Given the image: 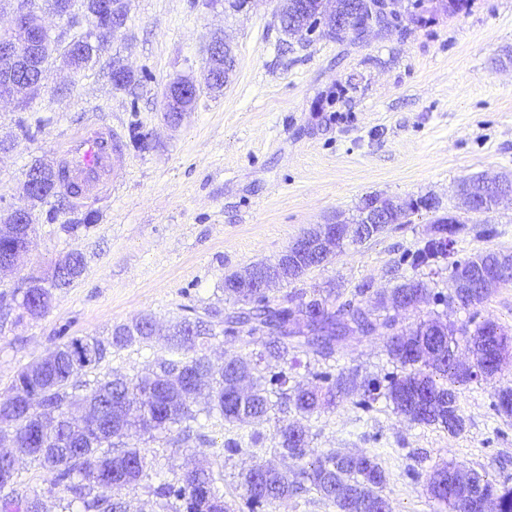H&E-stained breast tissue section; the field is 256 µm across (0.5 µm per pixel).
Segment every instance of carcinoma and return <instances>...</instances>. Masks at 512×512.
Segmentation results:
<instances>
[{
  "label": "carcinoma",
  "mask_w": 512,
  "mask_h": 512,
  "mask_svg": "<svg viewBox=\"0 0 512 512\" xmlns=\"http://www.w3.org/2000/svg\"><path fill=\"white\" fill-rule=\"evenodd\" d=\"M361 2L336 0V6L342 16L354 17L360 24ZM307 4L306 12L294 18V27L281 28L285 35L295 36L316 25L317 0H307ZM100 52L101 46L92 41L91 33H86L73 52L75 70L85 69ZM64 177L61 166L53 174L44 172L39 202L57 197ZM462 229L463 223L455 216L437 219L433 237L412 253L407 263L418 269L447 257L448 238ZM28 245L13 218L0 217V253H23ZM83 266L81 254H67L55 268L51 287H45L37 277L30 278L33 286L21 290V305L49 309L52 289L70 286ZM421 291L426 292V300L448 306V294L431 291L419 278H409L389 296L373 301L374 310L387 312L375 321L388 329L387 354L399 371L362 382L343 372L336 375L327 367L315 373V387L290 389L288 371L283 367L263 371L258 362L241 356L215 369L205 354L216 337H223L226 343L248 337L262 343L267 357L283 365L294 352L332 359L340 340L336 326L345 320H359L364 312L361 303L353 300L336 303L332 289L325 295L312 296L294 291L276 300L267 292L257 295L245 288H226L224 295L233 308L224 314L222 325L197 314L184 316L166 336L174 359L133 378L116 375L101 380L78 400L68 392L75 372L98 366L112 348L150 343L155 320L143 314L117 325L106 341L94 336L62 335L41 360L20 370L11 392L0 397V441L5 432L14 431L17 450L51 473L47 494L65 502L67 512H131L129 495L146 480L149 484L145 489L159 512H229L221 478L210 468L201 464L191 469L158 471L145 449L135 445L116 448L112 438L164 432L183 424L203 440V430L214 419L232 427L259 425L275 407L289 404L300 418L277 429L274 452L295 465L278 470L255 463L241 475L242 507L247 512H274L280 503L300 493H314L336 512H378L389 500L385 495L386 475L376 458L310 447L309 428L304 421L343 401L368 411L382 395L407 421L438 425L457 434L463 429V420L458 414L455 387L482 381L478 374L452 362L459 340L470 344L473 359L482 369L498 366L500 346L512 341L495 321H476L477 306L484 300L476 294L466 296L468 318L458 327L437 315L408 329H397L398 314L390 315L388 311ZM301 320L318 326L327 335H301L295 329ZM239 378L250 381L249 389L242 393L236 391ZM75 405H84L93 412L97 430L90 429L86 421L75 422ZM454 467L456 464L450 462L435 469L427 491L448 512H462L466 489L449 482L448 473ZM4 470L13 475L8 483L0 481V512H20L4 508L13 500L26 502L27 512H47L43 495L23 489L16 466L0 455V472Z\"/></svg>",
  "instance_id": "carcinoma-1"
}]
</instances>
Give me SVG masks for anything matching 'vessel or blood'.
Listing matches in <instances>:
<instances>
[{"label": "vessel or blood", "instance_id": "vessel-or-blood-1", "mask_svg": "<svg viewBox=\"0 0 512 512\" xmlns=\"http://www.w3.org/2000/svg\"><path fill=\"white\" fill-rule=\"evenodd\" d=\"M118 142L111 126L104 123L77 130L64 153L68 183L82 194L111 190L121 157Z\"/></svg>", "mask_w": 512, "mask_h": 512}]
</instances>
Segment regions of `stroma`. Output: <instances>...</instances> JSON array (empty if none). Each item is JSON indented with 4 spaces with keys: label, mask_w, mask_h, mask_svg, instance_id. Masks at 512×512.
I'll return each mask as SVG.
<instances>
[{
    "label": "stroma",
    "mask_w": 512,
    "mask_h": 512,
    "mask_svg": "<svg viewBox=\"0 0 512 512\" xmlns=\"http://www.w3.org/2000/svg\"><path fill=\"white\" fill-rule=\"evenodd\" d=\"M126 0L127 21L104 34L103 51L80 78L62 62L45 71L28 105L0 100V215L22 198L34 159L59 163V146L81 125L98 121L126 135L138 123L152 148H125L111 191L62 207L47 223L36 207L27 251L0 273V395L17 371L70 336L110 337L114 326L152 314L159 335L147 345L112 350L77 386L113 373L135 376L171 356L164 339L186 307L218 322L232 306L224 275L256 262H275L316 224L352 220L361 200L430 196L438 211L419 210L362 244L347 245L292 288L335 289L341 299L368 285L370 297L390 293L417 275L447 291L446 260L412 269L407 255L424 246L438 216L459 217L458 256L512 253V201L481 215L465 211L460 180L512 173V0H469L450 15L438 0H403L415 23L339 42L316 32L284 35L276 15L283 0ZM222 35L236 67L222 93L202 92L178 124L162 111V92L176 76L200 78L208 48ZM147 73L118 90L113 65ZM39 123L26 138L20 121ZM98 219L77 223L78 212ZM494 227L486 235L484 227ZM76 251L85 269L53 292L41 317L25 314L19 290L28 277L51 278L58 260ZM386 331L350 334L336 348L335 370L380 377L394 371ZM512 383V355L491 379L457 389L464 419L455 435L399 417L386 401L364 413L351 403L311 420V447L374 456L387 476L391 512H448L430 498L426 479L454 462L512 488V416L493 408L494 392ZM295 411L272 412L261 424L257 455L227 456L229 437L249 427L215 422L205 441L173 445L168 434L138 445L167 469L203 463L224 476V498L238 499L239 474L254 458L272 460L274 434Z\"/></svg>",
    "instance_id": "1"
}]
</instances>
